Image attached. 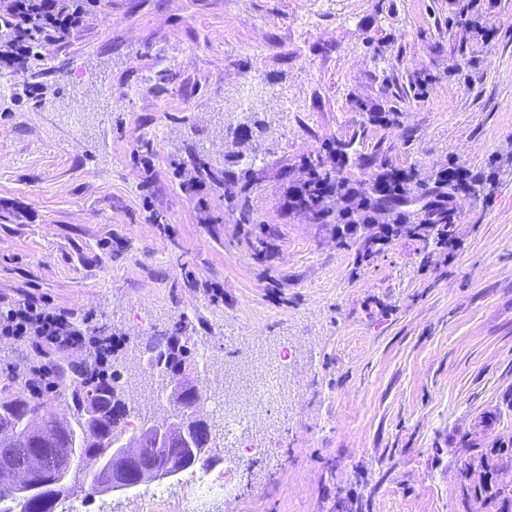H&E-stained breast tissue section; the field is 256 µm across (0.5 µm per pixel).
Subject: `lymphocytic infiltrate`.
<instances>
[{"label":"lymphocytic infiltrate","instance_id":"1","mask_svg":"<svg viewBox=\"0 0 512 512\" xmlns=\"http://www.w3.org/2000/svg\"><path fill=\"white\" fill-rule=\"evenodd\" d=\"M24 345L32 361L20 368L0 366V379L28 389H40L43 381L56 377V364L74 352L84 377L98 378L112 364L113 338L105 332L71 321L69 314L48 307L34 296L0 305V340Z\"/></svg>","mask_w":512,"mask_h":512}]
</instances>
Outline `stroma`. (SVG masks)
Returning a JSON list of instances; mask_svg holds the SVG:
<instances>
[{"mask_svg": "<svg viewBox=\"0 0 512 512\" xmlns=\"http://www.w3.org/2000/svg\"><path fill=\"white\" fill-rule=\"evenodd\" d=\"M469 2L101 0L40 62L0 58V300L122 336L135 405L164 385L145 342L182 319L225 374L285 361L254 438L270 457L238 478L248 512H476L465 464L512 444V0ZM249 120L258 182L232 202L182 185ZM339 139L353 179L468 169L450 243L362 260L289 207L302 159Z\"/></svg>", "mask_w": 512, "mask_h": 512, "instance_id": "1", "label": "stroma"}]
</instances>
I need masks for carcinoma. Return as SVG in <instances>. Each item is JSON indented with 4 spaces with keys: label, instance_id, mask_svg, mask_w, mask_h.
<instances>
[{
    "label": "carcinoma",
    "instance_id": "1",
    "mask_svg": "<svg viewBox=\"0 0 512 512\" xmlns=\"http://www.w3.org/2000/svg\"><path fill=\"white\" fill-rule=\"evenodd\" d=\"M29 8L17 21L8 23L0 31V53L7 56L17 45L27 48V54L38 58L43 42L54 36V28L48 25L39 8L38 0H28ZM96 7V0H77L73 4L72 29H77L85 17ZM227 133L237 142L248 146L257 154L253 131L247 124L227 127ZM353 142H336V163L329 167L321 155L303 159V179L291 189L292 207L312 212L324 224H378L384 222L383 232L376 237L362 240L361 259L373 254L372 245L396 236H415L427 244L443 245L449 239L448 197L459 185L448 181V168L443 166L431 175L421 178L410 169H398L385 162L367 177L352 180L343 175L350 164ZM242 155L224 157V192L232 196L244 193L250 181L239 183L235 172L228 165L238 163ZM123 374L112 365V375L99 388L87 391L60 375L57 394L71 399L68 412L49 419L42 415L41 402L17 393L0 398V438L8 433L12 422H26L23 435L24 450H40L49 457H69L72 473L80 477L90 494H100L108 488L112 479L98 468L112 466V443L121 442L135 448L147 445L144 462L166 475L184 472L192 468L209 470L221 462L219 456L202 453L204 448L216 447L212 429L206 420L195 415L191 401L183 393L194 386L179 384L172 392L169 403L173 405L171 416L177 422L171 428L175 443L170 448H154L148 419L135 413V407L123 398ZM507 450L502 447L486 448L479 457V468L488 473L498 466ZM23 481L41 488L53 496V500L66 492L52 466H44L28 472ZM474 491L481 493V505L496 507L501 512L508 509L512 500L501 496L500 490H491L486 484H478ZM37 500L29 494L15 490L7 496L0 495V512H36Z\"/></svg>",
    "mask_w": 512,
    "mask_h": 512
}]
</instances>
